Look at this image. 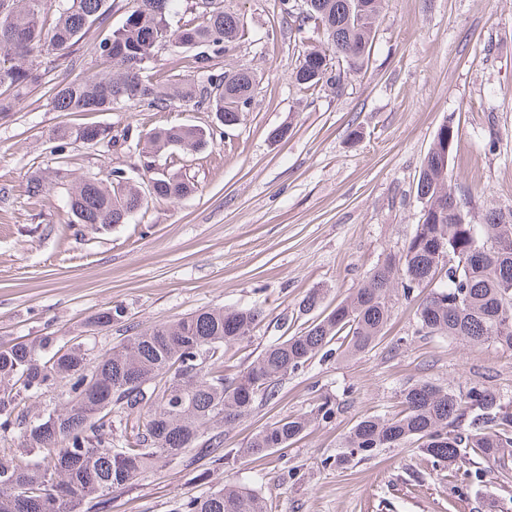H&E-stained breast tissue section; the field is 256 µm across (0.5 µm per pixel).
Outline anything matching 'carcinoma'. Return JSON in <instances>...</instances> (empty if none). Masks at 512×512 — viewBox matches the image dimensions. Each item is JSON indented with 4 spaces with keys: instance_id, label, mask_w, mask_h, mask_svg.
Here are the masks:
<instances>
[{
    "instance_id": "obj_1",
    "label": "carcinoma",
    "mask_w": 512,
    "mask_h": 512,
    "mask_svg": "<svg viewBox=\"0 0 512 512\" xmlns=\"http://www.w3.org/2000/svg\"><path fill=\"white\" fill-rule=\"evenodd\" d=\"M108 0H54L55 17L47 22L45 0H0V116L13 111L29 89L50 76L53 63L66 59L93 25L108 19ZM180 0H133L121 25L93 42L103 68L91 77L63 79L52 87L56 112H107L118 102L163 110L178 100L204 104L223 114L248 106L253 75L244 70L212 72L214 60L245 39L236 15L203 0L210 8L172 27ZM296 0H280L283 19L297 32L323 31L317 50L321 65L310 79L302 61L294 82L314 92L331 81L341 85L370 55L383 0H311L300 11ZM172 45L187 54L192 68L208 73V84L223 87L198 92L185 80L162 79L154 71L159 50ZM49 66L42 67L43 60ZM106 129L61 126L54 130L52 151L62 153L81 141H105ZM148 142L156 152L196 150L207 144L197 126L155 128ZM443 142L424 159L416 189L422 209L442 206L440 223L418 224L399 267L386 263L336 305L340 318L317 316L296 334L265 348L253 366L232 380L224 377V346L241 341L260 321L256 308L201 309L170 323L136 330L110 353L74 336L58 344L51 335L0 347V432L19 430L29 454L0 461V512H95L112 491L123 488L164 459L188 451L197 460L224 465V428L251 412L257 400H270L282 378L310 362L337 337L343 354L357 356L373 346L390 316V293L435 281L438 268L448 270L418 306L419 331L492 343L512 351V219L491 209L484 224L467 220L464 202L442 176ZM113 169L101 178L79 180L70 195L76 224H114L130 219L145 204L139 186L124 193L112 187ZM49 177L27 182L29 197L42 196ZM154 197L176 202L196 186L181 174L159 175ZM488 245L491 256L479 266L467 264L475 247ZM93 383L82 386L84 373ZM61 401L47 417L29 419L27 400L60 386ZM404 408L390 418L358 420L340 443L338 462L349 464L379 448L418 443L433 462L447 467L463 448L512 471V402L490 387L464 393L418 382L402 393ZM335 404L327 396L309 413L287 416L256 432L239 458L260 459L298 440L311 422L329 419ZM181 512H272L254 490L226 483L224 488L192 497Z\"/></svg>"
}]
</instances>
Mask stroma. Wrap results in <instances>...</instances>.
<instances>
[{
    "mask_svg": "<svg viewBox=\"0 0 512 512\" xmlns=\"http://www.w3.org/2000/svg\"><path fill=\"white\" fill-rule=\"evenodd\" d=\"M216 4L248 30L218 68H248L257 81L238 125L205 148L137 146L135 134L159 126L209 127L210 112L179 101L163 112L120 103L62 114L41 85L0 118V344L82 335L103 353L133 326L202 308L260 309L249 338L224 349V375L235 378L302 328L307 293L321 290L318 312L328 314L386 258L400 259L421 219L423 160L446 123L458 130L448 182L471 222L492 208L512 212V0H385L368 64L314 94L292 73L320 32L290 30L280 0ZM62 122L107 127L110 139L73 144L60 157L50 136ZM283 128L287 137L277 138ZM58 168L70 180L120 168L143 184L159 168L192 177L197 190L176 203L150 201L124 224H75L68 183L37 199L26 192L34 172ZM430 292L395 290L375 346L316 356L224 433L225 448L243 447L265 425L331 397L335 415L291 446L228 459L205 477L182 455L112 492L102 512H177L228 479L268 498L272 512H512V476L466 449L446 469L410 442L336 463L357 420L393 416L418 381L455 392L491 386L512 401V352L419 332L416 309ZM116 305L121 320L89 326Z\"/></svg>",
    "mask_w": 512,
    "mask_h": 512,
    "instance_id": "1",
    "label": "stroma"
}]
</instances>
